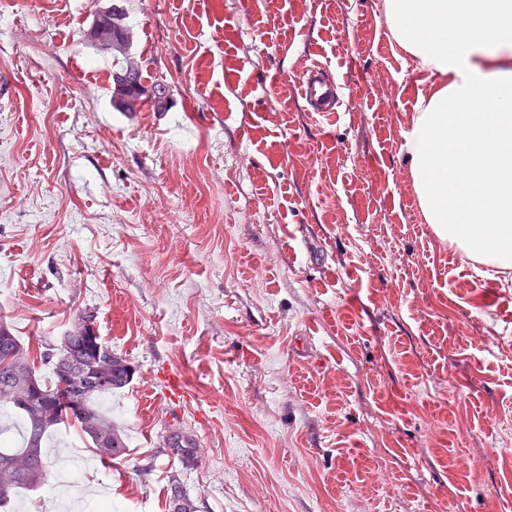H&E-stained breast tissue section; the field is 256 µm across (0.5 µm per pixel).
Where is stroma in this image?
<instances>
[{
    "mask_svg": "<svg viewBox=\"0 0 512 512\" xmlns=\"http://www.w3.org/2000/svg\"><path fill=\"white\" fill-rule=\"evenodd\" d=\"M119 3L165 111L113 106L109 0H0V323L36 357L87 309L134 367L100 399L124 454L55 429L15 512H169L176 480L197 512H512V270L423 219L403 145L443 81L384 0ZM298 91L310 112L328 116L339 112L336 83L328 80L320 67L307 70L298 81Z\"/></svg>",
    "mask_w": 512,
    "mask_h": 512,
    "instance_id": "stroma-1",
    "label": "stroma"
}]
</instances>
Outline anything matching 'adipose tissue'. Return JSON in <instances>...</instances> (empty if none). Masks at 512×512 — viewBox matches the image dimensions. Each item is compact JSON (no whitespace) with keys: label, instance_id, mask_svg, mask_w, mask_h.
<instances>
[{"label":"adipose tissue","instance_id":"ef3b65f1","mask_svg":"<svg viewBox=\"0 0 512 512\" xmlns=\"http://www.w3.org/2000/svg\"><path fill=\"white\" fill-rule=\"evenodd\" d=\"M384 19L446 79L405 143L426 222L468 258L512 270V0H385Z\"/></svg>","mask_w":512,"mask_h":512}]
</instances>
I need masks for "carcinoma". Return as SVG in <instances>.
Returning a JSON list of instances; mask_svg holds the SVG:
<instances>
[{
    "label": "carcinoma",
    "mask_w": 512,
    "mask_h": 512,
    "mask_svg": "<svg viewBox=\"0 0 512 512\" xmlns=\"http://www.w3.org/2000/svg\"><path fill=\"white\" fill-rule=\"evenodd\" d=\"M129 29L124 9L112 5L98 14L84 34L85 41L102 50L122 56L119 67L112 72V103L121 112H134L149 103L161 112L168 106L170 90L164 80L145 82L141 65L124 50ZM79 323L61 337L59 354L46 353L49 377L35 369L29 347L3 324H0V392L14 397L10 412L20 424V444L0 435V512H10L11 501L18 490L35 489L48 480V462L43 448L46 433L61 424L76 426L89 439L94 454L104 461L124 454L126 444L112 425V419L101 410L95 399L127 386L131 373L124 368L112 369V380L105 388L90 383L99 361V349L86 339L92 315L81 313ZM83 382V416H70L64 392L67 381ZM169 512H194L192 502L174 486Z\"/></svg>",
    "instance_id": "obj_1"
}]
</instances>
